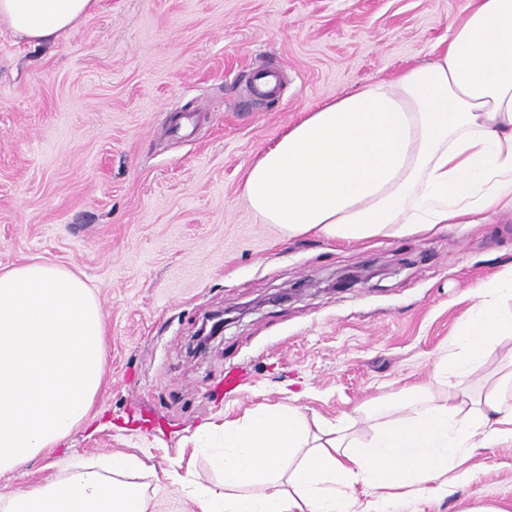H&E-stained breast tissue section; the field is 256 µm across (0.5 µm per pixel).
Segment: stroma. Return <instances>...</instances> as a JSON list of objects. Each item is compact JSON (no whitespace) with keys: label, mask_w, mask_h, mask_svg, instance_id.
Listing matches in <instances>:
<instances>
[{"label":"stroma","mask_w":512,"mask_h":512,"mask_svg":"<svg viewBox=\"0 0 512 512\" xmlns=\"http://www.w3.org/2000/svg\"><path fill=\"white\" fill-rule=\"evenodd\" d=\"M464 3L98 0L51 44L0 27V266L80 271L108 324L89 419L0 472V495L128 453L154 473L150 512H191L167 470L177 459L218 482L193 443L209 423L280 403L332 419L433 384L472 289L512 265V211L370 243L290 240L257 222L242 188L307 112L431 59ZM259 69L280 72L277 101L248 97ZM365 266L377 271L368 284L329 289ZM224 308L241 314L190 356L204 317ZM228 367L244 373L230 393ZM466 466L456 495L414 498L407 512H512V443Z\"/></svg>","instance_id":"35a3bbf8"}]
</instances>
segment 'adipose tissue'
<instances>
[{
    "instance_id": "adipose-tissue-1",
    "label": "adipose tissue",
    "mask_w": 512,
    "mask_h": 512,
    "mask_svg": "<svg viewBox=\"0 0 512 512\" xmlns=\"http://www.w3.org/2000/svg\"><path fill=\"white\" fill-rule=\"evenodd\" d=\"M97 0H0V24L33 44L58 40ZM447 46L394 81L322 103L249 167L242 197L288 238L394 239L512 210V0H468ZM512 268L478 286L432 386L377 399L370 437L354 416L319 423L300 408L258 405L210 424L223 441L209 487L181 477L195 512H400L447 495L464 460L512 442V403L494 387L468 398L470 369L512 335ZM107 321L94 291L44 260L0 269V472L53 448L90 416L105 370ZM134 455L73 465L59 480L0 496V512H147Z\"/></svg>"
}]
</instances>
